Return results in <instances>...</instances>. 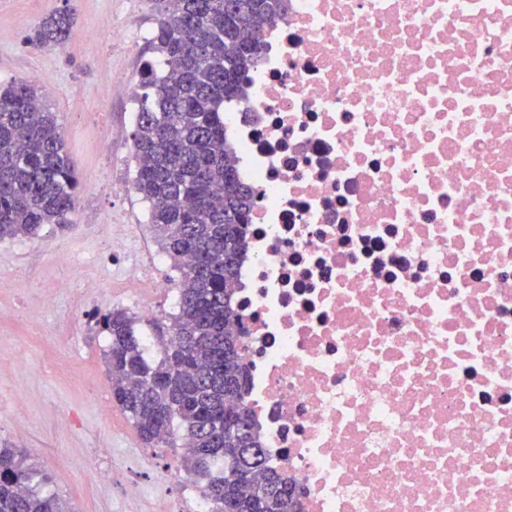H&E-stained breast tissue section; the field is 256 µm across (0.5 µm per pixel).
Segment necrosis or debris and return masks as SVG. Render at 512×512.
I'll return each instance as SVG.
<instances>
[{
  "instance_id": "necrosis-or-debris-1",
  "label": "necrosis or debris",
  "mask_w": 512,
  "mask_h": 512,
  "mask_svg": "<svg viewBox=\"0 0 512 512\" xmlns=\"http://www.w3.org/2000/svg\"><path fill=\"white\" fill-rule=\"evenodd\" d=\"M224 109L246 403L301 512H512V0H288Z\"/></svg>"
}]
</instances>
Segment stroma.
Instances as JSON below:
<instances>
[{
	"mask_svg": "<svg viewBox=\"0 0 512 512\" xmlns=\"http://www.w3.org/2000/svg\"><path fill=\"white\" fill-rule=\"evenodd\" d=\"M61 10L81 38L29 46ZM154 26L148 0H0V85L37 74L79 181L71 230L0 241V448L25 449L68 512H153L157 494L193 512L198 496L180 455L146 445L112 407L109 339L96 324L142 297L160 316L174 310L175 271L133 187L135 91ZM142 267L155 287L132 279Z\"/></svg>",
	"mask_w": 512,
	"mask_h": 512,
	"instance_id": "stroma-1",
	"label": "stroma"
}]
</instances>
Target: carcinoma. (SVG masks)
Instances as JSON below:
<instances>
[{
    "instance_id": "1",
    "label": "carcinoma",
    "mask_w": 512,
    "mask_h": 512,
    "mask_svg": "<svg viewBox=\"0 0 512 512\" xmlns=\"http://www.w3.org/2000/svg\"><path fill=\"white\" fill-rule=\"evenodd\" d=\"M157 25L136 91L134 185L179 279L170 324L114 309L100 320L112 399L141 439L178 448L210 512H300L245 404L241 318L232 289L255 190L237 178L224 104L259 63L262 25L286 0H149ZM75 23L53 13L28 36L62 45ZM78 181L54 112L33 81L0 85V240L71 224ZM20 448H0V512H66Z\"/></svg>"
}]
</instances>
